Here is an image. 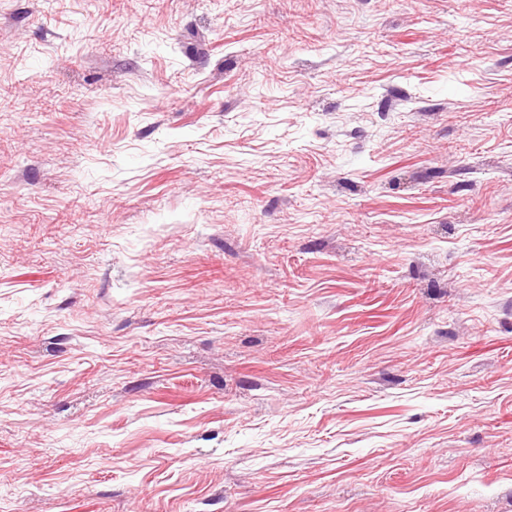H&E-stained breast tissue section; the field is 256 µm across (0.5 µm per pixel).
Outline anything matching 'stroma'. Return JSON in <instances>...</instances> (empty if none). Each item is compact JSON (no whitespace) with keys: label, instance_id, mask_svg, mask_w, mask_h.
Instances as JSON below:
<instances>
[{"label":"stroma","instance_id":"obj_1","mask_svg":"<svg viewBox=\"0 0 512 512\" xmlns=\"http://www.w3.org/2000/svg\"><path fill=\"white\" fill-rule=\"evenodd\" d=\"M0 512H512V0H0Z\"/></svg>","mask_w":512,"mask_h":512}]
</instances>
